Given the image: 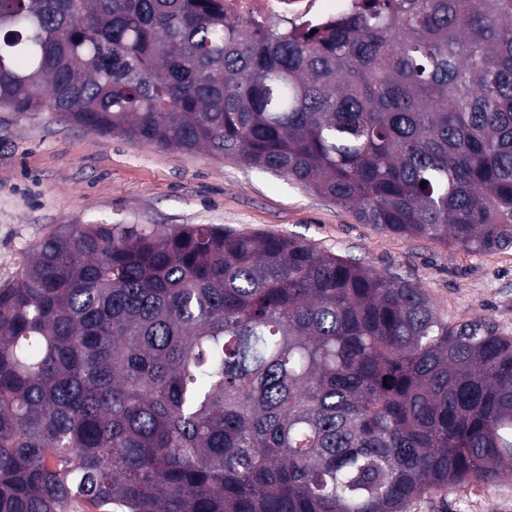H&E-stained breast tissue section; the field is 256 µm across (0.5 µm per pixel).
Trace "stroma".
Wrapping results in <instances>:
<instances>
[{"mask_svg": "<svg viewBox=\"0 0 512 512\" xmlns=\"http://www.w3.org/2000/svg\"><path fill=\"white\" fill-rule=\"evenodd\" d=\"M220 224L300 239L419 282L449 322L483 315L512 336V250L471 255L361 224L283 176L98 136L51 112H0V285L64 224ZM410 512H512V480L427 495Z\"/></svg>", "mask_w": 512, "mask_h": 512, "instance_id": "35a3bbf8", "label": "stroma"}]
</instances>
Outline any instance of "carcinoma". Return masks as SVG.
Instances as JSON below:
<instances>
[{
	"mask_svg": "<svg viewBox=\"0 0 512 512\" xmlns=\"http://www.w3.org/2000/svg\"><path fill=\"white\" fill-rule=\"evenodd\" d=\"M0 112L512 249V0H364L286 35L223 0H0ZM511 477L512 336L397 274L115 218L0 286V512H407Z\"/></svg>",
	"mask_w": 512,
	"mask_h": 512,
	"instance_id": "1",
	"label": "carcinoma"
}]
</instances>
